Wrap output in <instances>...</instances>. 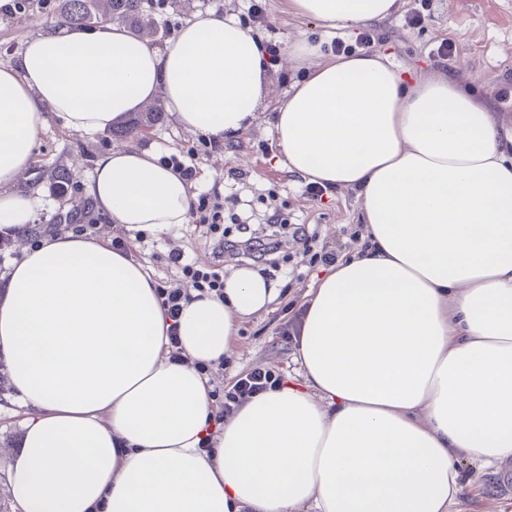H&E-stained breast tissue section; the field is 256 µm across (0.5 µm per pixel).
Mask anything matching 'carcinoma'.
I'll use <instances>...</instances> for the list:
<instances>
[{
	"instance_id": "carcinoma-1",
	"label": "carcinoma",
	"mask_w": 512,
	"mask_h": 512,
	"mask_svg": "<svg viewBox=\"0 0 512 512\" xmlns=\"http://www.w3.org/2000/svg\"><path fill=\"white\" fill-rule=\"evenodd\" d=\"M141 0H60L54 14L55 25L97 29L114 20L137 22ZM160 110L128 118L113 131L115 135H132L142 127L154 124Z\"/></svg>"
}]
</instances>
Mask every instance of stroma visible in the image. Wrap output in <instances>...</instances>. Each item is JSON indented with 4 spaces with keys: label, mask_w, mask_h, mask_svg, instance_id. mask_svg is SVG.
Instances as JSON below:
<instances>
[{
    "label": "stroma",
    "mask_w": 512,
    "mask_h": 512,
    "mask_svg": "<svg viewBox=\"0 0 512 512\" xmlns=\"http://www.w3.org/2000/svg\"><path fill=\"white\" fill-rule=\"evenodd\" d=\"M256 5L263 9L265 23L254 21L251 11ZM413 5L414 0H399L392 16L370 22L372 53L384 56L410 78L445 72L460 79L475 96L491 97L493 115L505 138L511 139L512 106L500 103L499 97L502 90L512 91V0H431L424 21L410 26L405 15ZM55 6L56 0H10L9 9H0V65L14 62L26 41L51 29ZM213 9L235 15L263 43L278 49L259 113L247 129L233 138L214 141L185 131L166 111L145 132L128 137L114 136L108 130L79 134L54 120L40 135L33 164L22 175L21 186L40 190L44 206L35 224L43 230L56 215L86 202L94 162L110 148L127 146L159 156L192 149L198 171L195 191L214 188L236 197L231 210L246 218L251 229H264L274 205H281L285 221L276 225L275 231L284 247L276 256V265L264 273L280 294L269 311L238 325L223 371L212 376L213 388L219 389L230 377L256 365L284 377L297 375L295 347L288 334L292 309L301 302L321 266L296 254L293 239L300 230H307L315 236L314 253L330 251L340 256L360 245L364 226L359 220L361 200L356 191L334 188L317 196L307 194L305 182L277 164L281 150L272 129L276 107L310 72L308 64L288 62L289 46L305 38L320 43L322 54L329 58L333 41H354L356 28L293 16L287 0H164L160 9L151 7L150 0H141L136 31L160 46L181 23ZM443 38L456 41L457 61L439 63L430 57V50ZM105 237L127 240L132 259L156 282L171 288L182 286L183 281L169 260L170 253H182L186 260L200 265L212 260L209 234L205 227L192 223L134 235L112 223ZM21 418L17 404H0V512H20L11 498L9 471L21 443ZM460 474L464 491L456 512H512V494H503L497 486L499 470L467 462L461 464Z\"/></svg>",
    "instance_id": "stroma-1"
}]
</instances>
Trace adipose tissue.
I'll return each instance as SVG.
<instances>
[{
    "mask_svg": "<svg viewBox=\"0 0 512 512\" xmlns=\"http://www.w3.org/2000/svg\"><path fill=\"white\" fill-rule=\"evenodd\" d=\"M344 26L397 0H287ZM310 63L274 114L282 167L357 191L366 247L303 294L297 378L223 424L195 365L279 290L239 268L192 296L186 357H168L157 283L130 256L40 235L0 288V359L23 409L9 487L22 512H453L458 467L512 460V159L489 101L450 76L405 83L381 56ZM271 56L209 11L156 46L119 26L60 27L0 67V229L30 234L41 196L18 189L55 118L94 133L162 101L186 131L237 136L257 116ZM87 194L126 231L188 223L194 194L149 150L95 161Z\"/></svg>",
    "mask_w": 512,
    "mask_h": 512,
    "instance_id": "1",
    "label": "adipose tissue"
}]
</instances>
